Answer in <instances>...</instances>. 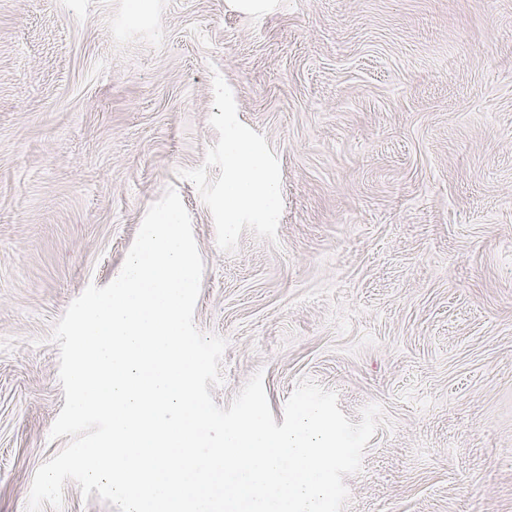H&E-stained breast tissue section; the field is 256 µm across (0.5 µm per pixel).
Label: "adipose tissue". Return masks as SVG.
Masks as SVG:
<instances>
[{
  "label": "adipose tissue",
  "instance_id": "adipose-tissue-1",
  "mask_svg": "<svg viewBox=\"0 0 512 512\" xmlns=\"http://www.w3.org/2000/svg\"><path fill=\"white\" fill-rule=\"evenodd\" d=\"M227 174L224 179V221L238 223L242 214L275 224L280 216V186L264 158L236 135L226 141Z\"/></svg>",
  "mask_w": 512,
  "mask_h": 512
}]
</instances>
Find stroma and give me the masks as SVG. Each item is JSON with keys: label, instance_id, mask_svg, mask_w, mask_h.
I'll use <instances>...</instances> for the list:
<instances>
[{"label": "stroma", "instance_id": "1", "mask_svg": "<svg viewBox=\"0 0 512 512\" xmlns=\"http://www.w3.org/2000/svg\"><path fill=\"white\" fill-rule=\"evenodd\" d=\"M232 130L278 223H224ZM171 187L217 405L379 404L345 512H512V0H0V512L68 442L56 322Z\"/></svg>", "mask_w": 512, "mask_h": 512}]
</instances>
